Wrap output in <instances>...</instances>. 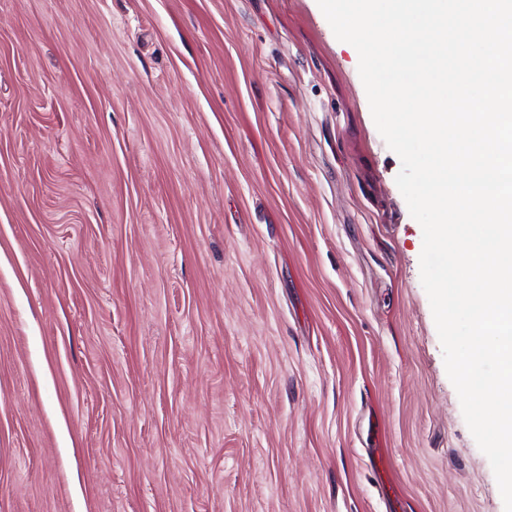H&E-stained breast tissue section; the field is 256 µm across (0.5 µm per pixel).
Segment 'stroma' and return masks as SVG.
I'll use <instances>...</instances> for the list:
<instances>
[{"mask_svg": "<svg viewBox=\"0 0 512 512\" xmlns=\"http://www.w3.org/2000/svg\"><path fill=\"white\" fill-rule=\"evenodd\" d=\"M317 0H0V512H505Z\"/></svg>", "mask_w": 512, "mask_h": 512, "instance_id": "stroma-1", "label": "stroma"}]
</instances>
